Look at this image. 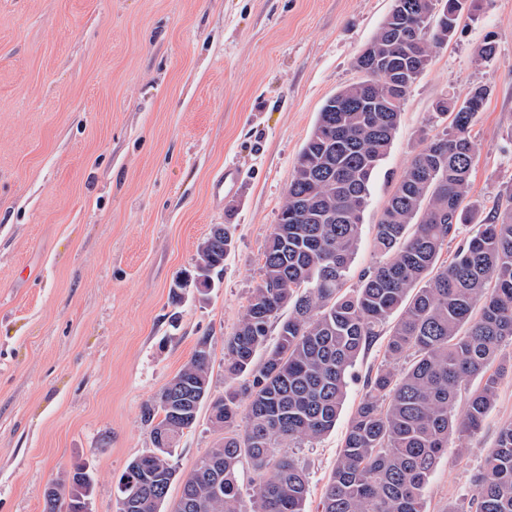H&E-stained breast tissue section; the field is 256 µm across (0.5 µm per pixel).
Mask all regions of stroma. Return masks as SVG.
Masks as SVG:
<instances>
[{
	"instance_id": "obj_1",
	"label": "stroma",
	"mask_w": 512,
	"mask_h": 512,
	"mask_svg": "<svg viewBox=\"0 0 512 512\" xmlns=\"http://www.w3.org/2000/svg\"><path fill=\"white\" fill-rule=\"evenodd\" d=\"M392 0H0V512H42L60 469L86 466L89 512H116L119 477L152 447L144 405L190 358L224 341L260 280L296 159L325 101L359 81L354 60ZM493 39L496 58L477 49ZM489 97L471 131L470 200L487 216L512 187V0H473L401 105L370 186L351 272L373 267L395 180L435 134L442 98ZM241 172L215 191L226 167ZM233 238L208 295L172 293L213 225ZM385 337L347 378L335 428L294 449L319 512ZM208 407L172 450L192 471L217 438ZM512 421L501 378L481 429L448 436L426 512L468 504Z\"/></svg>"
}]
</instances>
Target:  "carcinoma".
Returning a JSON list of instances; mask_svg holds the SVG:
<instances>
[{
  "instance_id": "cac0c4a2",
  "label": "carcinoma",
  "mask_w": 512,
  "mask_h": 512,
  "mask_svg": "<svg viewBox=\"0 0 512 512\" xmlns=\"http://www.w3.org/2000/svg\"><path fill=\"white\" fill-rule=\"evenodd\" d=\"M418 14L422 27L410 59L399 45L401 15L388 13L366 55L355 59L364 79L326 101L294 166L277 224L232 336L225 340L227 371L244 384L211 392V352L198 343L190 359L145 406L153 449L131 460L118 480L126 512H161L177 479L171 448L209 403L219 434L191 478L181 482L189 506L175 512H243L238 466H252L257 512H304L308 479L285 452L336 426L347 377L360 354L393 322L386 364L368 380V391L345 432L342 450L324 492L321 512H425L423 490L447 452L448 433L473 434L493 405L499 375L488 373L512 340V189L506 201L467 238L477 205L468 201L474 143L470 129L488 96L474 87L462 101L442 99L433 119L441 132L423 142L395 182L379 223V263L344 290L357 250L369 186L389 152L401 113L364 112L370 93L385 101L406 97L435 50L456 29L429 28L434 11L452 0H398ZM454 247L440 262L445 247ZM232 237L214 226L193 270L203 289L224 273ZM277 339L268 345L272 324ZM261 362H255L258 352ZM413 354L410 367H392ZM462 415L455 413L462 387ZM245 396V412L239 396ZM88 498L91 478L75 466L59 477ZM475 512H512V422L504 424L476 479Z\"/></svg>"
}]
</instances>
